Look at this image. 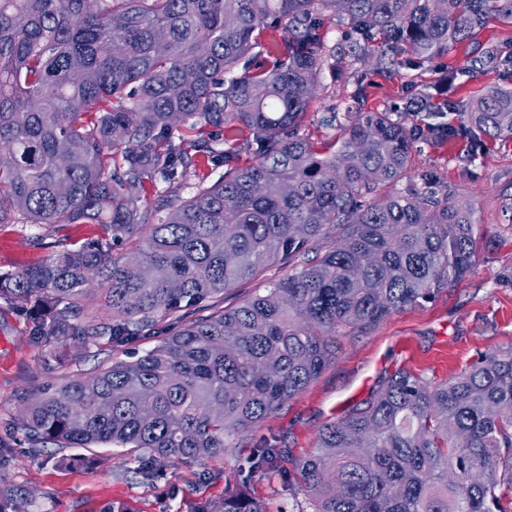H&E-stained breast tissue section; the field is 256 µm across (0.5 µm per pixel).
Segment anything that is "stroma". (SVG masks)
<instances>
[{"label":"stroma","instance_id":"obj_1","mask_svg":"<svg viewBox=\"0 0 512 512\" xmlns=\"http://www.w3.org/2000/svg\"><path fill=\"white\" fill-rule=\"evenodd\" d=\"M326 61L299 133L318 143L340 142L359 111L399 114L417 138L411 175L383 186L394 195L430 176L459 202L472 204L477 222L470 272L433 301L392 313L367 330H340L338 351L321 374L281 410L228 441L223 453L186 465L169 460L155 477L139 474L134 454L122 448L45 445L31 455L18 421L22 399L48 386L86 377L115 360L155 347L187 324L171 315L133 346L113 347L100 336L61 348L36 342L30 316L0 302V449L11 457L0 483L29 494V512H193L198 502L223 499L247 484L267 512H307L304 495L289 491L276 474H250L249 455L263 441L294 457L309 454L321 427L364 399L384 374L403 367L437 384L475 363L481 354L512 348V139L494 140L480 130L447 141L431 127L460 125L458 112L401 113L406 94L441 84L445 96L468 100L488 87H512V24L489 18L472 39L430 62H417L396 41H371L363 52L346 48V23L325 24ZM51 231L35 224H0V272H16L58 251Z\"/></svg>","mask_w":512,"mask_h":512}]
</instances>
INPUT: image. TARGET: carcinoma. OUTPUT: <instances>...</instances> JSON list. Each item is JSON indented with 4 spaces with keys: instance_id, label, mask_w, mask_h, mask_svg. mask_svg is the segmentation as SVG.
Instances as JSON below:
<instances>
[{
    "instance_id": "1",
    "label": "carcinoma",
    "mask_w": 512,
    "mask_h": 512,
    "mask_svg": "<svg viewBox=\"0 0 512 512\" xmlns=\"http://www.w3.org/2000/svg\"><path fill=\"white\" fill-rule=\"evenodd\" d=\"M491 15L512 21V0H0V224L104 231L0 274V301L37 307V342L108 335L123 347L273 265L292 267L266 293L23 402L29 436L126 448L145 476L171 457L198 462L306 389L336 357V332L375 326L460 281L475 254L473 209L428 177L378 194L408 177L415 135L389 112H358L325 152L298 128L326 20L348 21L354 51L396 34L429 61ZM272 23L284 29L279 56L254 72L257 33ZM445 105L469 125L435 128L444 138L473 127L512 137V89ZM182 129L225 166L186 199L177 189L198 160L176 138ZM240 136L255 155L245 165L222 148ZM140 228L143 244L114 256ZM95 286L108 324L82 304ZM250 464L298 475L290 487L312 512H512V348L437 385L398 368L326 423L308 455L266 441ZM2 496L27 512L25 491L0 486ZM195 512L266 510L238 488Z\"/></svg>"
}]
</instances>
